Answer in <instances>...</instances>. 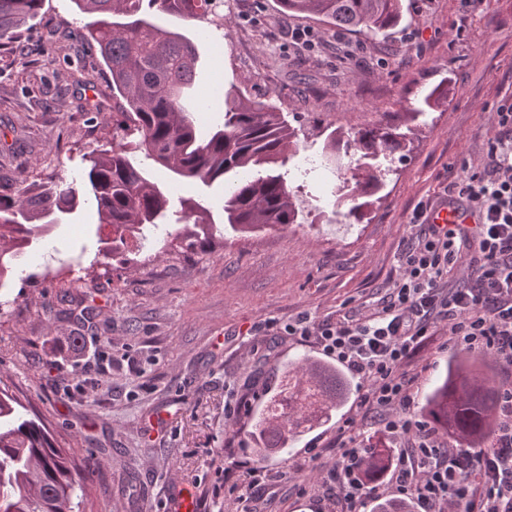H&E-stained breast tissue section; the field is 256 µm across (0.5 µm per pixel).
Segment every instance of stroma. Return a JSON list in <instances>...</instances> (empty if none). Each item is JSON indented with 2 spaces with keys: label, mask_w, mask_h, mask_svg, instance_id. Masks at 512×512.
Wrapping results in <instances>:
<instances>
[{
  "label": "stroma",
  "mask_w": 512,
  "mask_h": 512,
  "mask_svg": "<svg viewBox=\"0 0 512 512\" xmlns=\"http://www.w3.org/2000/svg\"><path fill=\"white\" fill-rule=\"evenodd\" d=\"M403 18L388 36L348 32L314 16L283 13L277 0H224V24L179 22L198 39L200 63L192 94L208 109L203 127L223 118L222 93L297 114L300 145L318 151L332 125L354 131L388 112L422 109L424 97L447 82L445 104L424 111L410 133L408 158L389 176L367 220L348 218L329 185L295 182L303 212L320 220L239 233L214 213L224 244L184 259L142 240L130 263L104 265L98 252L106 230L86 207L57 224L45 246L19 262L5 285L0 316V389H7L52 425L75 458L100 455L88 480L85 512H168L169 475L199 499L200 512H240L224 490V469L260 463L269 474L251 506L256 512H321L312 487L336 460L338 422L356 413V394L335 422L298 438L283 453L258 458L252 414L225 419L224 405L275 389L299 357H318L309 344L268 336L266 325L299 316L336 320L385 295L399 273L398 254L413 235L419 202L435 200L448 168L477 164L494 133V107L512 91V0H402ZM89 21L74 0H44L25 41L33 54L19 62L0 53V179L80 178L85 153L112 138L120 109L98 58L75 37ZM317 35L312 48L295 45L292 30ZM342 222H328L332 211ZM437 334L407 365L424 404L448 370ZM141 363L131 375L124 361ZM112 363L98 374L99 359ZM171 419L148 433L149 418ZM324 449L311 459L312 444Z\"/></svg>",
  "instance_id": "1"
}]
</instances>
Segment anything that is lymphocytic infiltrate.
Segmentation results:
<instances>
[{
    "instance_id": "1",
    "label": "lymphocytic infiltrate",
    "mask_w": 512,
    "mask_h": 512,
    "mask_svg": "<svg viewBox=\"0 0 512 512\" xmlns=\"http://www.w3.org/2000/svg\"><path fill=\"white\" fill-rule=\"evenodd\" d=\"M439 204L461 210L466 223H431L435 206L419 204L410 222L421 232L401 250V273L370 313L333 322L302 316L280 330L314 342L357 379V410L375 414L398 444L388 479L369 480L357 422L346 419L336 434V461L317 480L327 512H359L384 498L412 502L416 512H512V386L497 393L486 446L454 450L415 413L417 378L403 369L441 322L448 328L443 349L488 355L512 369V95L496 106L484 159L449 171ZM465 264L469 276L448 287L449 274Z\"/></svg>"
}]
</instances>
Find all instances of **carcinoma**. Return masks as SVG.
<instances>
[{"label": "carcinoma", "instance_id": "cac0c4a2", "mask_svg": "<svg viewBox=\"0 0 512 512\" xmlns=\"http://www.w3.org/2000/svg\"><path fill=\"white\" fill-rule=\"evenodd\" d=\"M290 14L307 13L338 28L385 32L402 17L401 0H279ZM96 20L83 40L102 59L112 91L125 102L115 130L119 142L85 155L81 184L37 178L0 190V285L18 258L46 240L52 225L90 205L99 224L110 228L102 255L121 263L127 238L149 235L158 250L176 246L187 256L215 247L209 207L192 197H173L153 180L149 167L175 179L209 187L224 182L221 211L234 231L254 232L300 223L290 185L279 168L299 151L297 130L273 106L240 91L224 93V120L201 130L191 113L204 107L190 101L198 53L196 42L157 25L150 10L177 20L217 15L219 0H75ZM43 0H0V48L10 46L24 60V36ZM424 109L390 112L354 132L327 133L319 159L336 173L337 199L353 202L344 217L361 221L384 187L392 163L410 153L407 134ZM353 159L348 169L341 159ZM348 394L336 367L309 356L288 368L256 414L252 439L264 452L281 451L297 438L330 421ZM17 400L0 390V512H76L95 457L78 466L38 418H26ZM424 413L438 428L469 450L483 444L495 414V388L476 376L474 365L448 362V373L425 399ZM393 451L381 439L369 445L363 473L381 476Z\"/></svg>", "mask_w": 512, "mask_h": 512}]
</instances>
